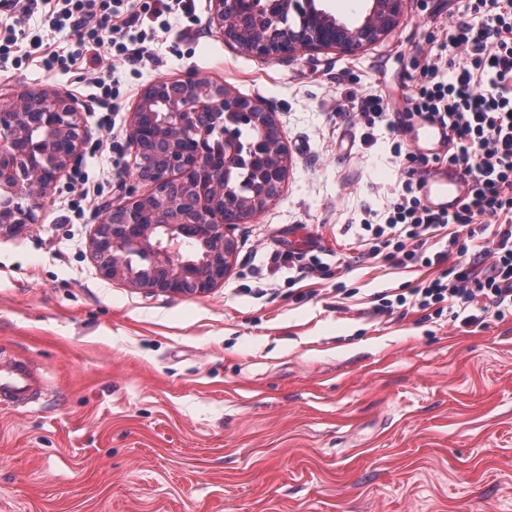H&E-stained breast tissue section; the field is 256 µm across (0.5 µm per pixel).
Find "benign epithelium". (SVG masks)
Returning a JSON list of instances; mask_svg holds the SVG:
<instances>
[{
	"instance_id": "1",
	"label": "benign epithelium",
	"mask_w": 512,
	"mask_h": 512,
	"mask_svg": "<svg viewBox=\"0 0 512 512\" xmlns=\"http://www.w3.org/2000/svg\"><path fill=\"white\" fill-rule=\"evenodd\" d=\"M211 24L224 41L262 60H283L308 50L339 49L355 52L371 45L397 24L404 0H371L366 15L352 26L337 19L323 0H288L300 13L291 26L284 10L255 8V0H212ZM179 94H170V84ZM167 115L157 117L160 111ZM84 107L67 93L23 89L0 94V232L35 223L32 202L42 198L60 175L79 159L85 136ZM256 128L264 139L248 148L276 179L234 195L224 187V173L240 159L237 129ZM275 126L271 112L259 100L231 92L222 82L187 75L157 80L141 94L128 129L133 153L149 167L142 180L151 189L135 199L112 206L97 224L91 252L111 255L100 266L109 280L127 281L139 288L182 295L192 283L202 293L224 281L236 251L224 228V211L236 210V223L244 224L263 212L278 195L286 172L281 138H265ZM224 141V166L210 156ZM152 140H163L167 150L154 155ZM181 177V193L173 195L174 175ZM166 237L159 241L158 230ZM196 239L205 249L203 259H183L182 240ZM135 252L147 263L140 278L128 268V254Z\"/></svg>"
}]
</instances>
